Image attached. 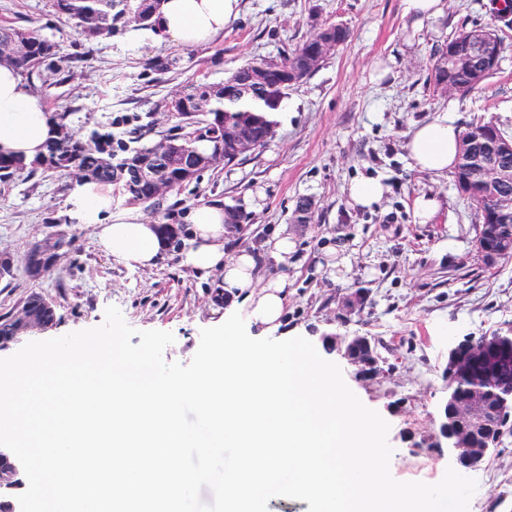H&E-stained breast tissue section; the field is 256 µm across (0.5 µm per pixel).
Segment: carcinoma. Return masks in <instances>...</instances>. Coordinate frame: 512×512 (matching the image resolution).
I'll return each mask as SVG.
<instances>
[{"mask_svg": "<svg viewBox=\"0 0 512 512\" xmlns=\"http://www.w3.org/2000/svg\"><path fill=\"white\" fill-rule=\"evenodd\" d=\"M52 7L57 14L68 20L77 36L86 41L110 38L120 27L130 22L147 27L154 15L152 11L140 9L138 0H52ZM479 31L489 35L496 34L492 22L463 28L448 39L445 48L438 51L431 73L435 86L438 87L446 81L455 91L467 93L482 88L493 75V72L477 64L468 69L449 67L452 51L469 48V37ZM321 35L320 30L313 33L276 62L256 59L232 72L226 81H244L253 70H273L284 66L287 60L297 58L299 52L308 49ZM0 59L14 66L28 82L38 81L41 86L51 88L60 87L72 80V64L77 57L60 54L57 43L37 30L0 26ZM214 89V84L200 80L178 91L186 100L187 106L176 117L177 125L171 128L165 139L183 144L187 148V154L166 160L160 164L158 170L161 177L172 183L176 192L198 181L209 170L206 165L193 169L199 160L207 157V154L198 150L196 143L209 140V137L196 136L194 132H211L218 115L224 111V100L221 98L214 100L207 110L199 109L198 101ZM67 117L66 112L53 113L55 136L48 143L46 152L31 164L24 165L11 157L0 155V180L37 175L68 176L76 170L81 173L84 181L118 185L129 200L153 208L160 207L163 199L153 197L150 183L137 182L133 177L134 170L151 154L150 147L138 145L139 132L143 126L132 128L124 137L109 131H93L84 138L71 127ZM454 178L458 190L476 205L479 223H485V212L490 205L481 192L479 182L468 179L461 160L455 167ZM56 245L57 241L52 236L42 241L43 261L37 265L28 262L24 264V270L29 277L37 279L53 269ZM57 321L55 302L45 295L31 293L13 309L0 314V341L9 336L47 332ZM511 386L512 357L502 364L499 374L493 377L492 384V387L503 392L509 391ZM509 437H512V420L494 430L481 427L477 430V447L490 445L498 449Z\"/></svg>", "mask_w": 512, "mask_h": 512, "instance_id": "obj_1", "label": "carcinoma"}]
</instances>
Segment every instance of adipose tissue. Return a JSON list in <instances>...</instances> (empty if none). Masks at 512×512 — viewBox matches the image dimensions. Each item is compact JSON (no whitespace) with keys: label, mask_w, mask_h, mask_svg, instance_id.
<instances>
[{"label":"adipose tissue","mask_w":512,"mask_h":512,"mask_svg":"<svg viewBox=\"0 0 512 512\" xmlns=\"http://www.w3.org/2000/svg\"><path fill=\"white\" fill-rule=\"evenodd\" d=\"M241 13V0H161L152 18L153 41L183 48L206 47ZM53 137L50 114L42 98L12 66L0 63V153L29 162L44 153ZM461 144L460 132L448 117L414 126L406 143L413 169L443 177L452 172ZM69 213L90 225L100 252L116 260L151 268L163 259L165 246L156 222L135 209L112 207L108 185L79 183L68 199ZM187 232L179 251L183 267L200 280L221 274L220 286L230 297H246L244 315L253 327L280 324L288 302V280L280 275L261 280L256 259L248 251L226 255L232 236L230 216L221 205H199L186 212Z\"/></svg>","instance_id":"obj_1"}]
</instances>
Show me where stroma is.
Wrapping results in <instances>:
<instances>
[{
    "label": "stroma",
    "instance_id": "1",
    "mask_svg": "<svg viewBox=\"0 0 512 512\" xmlns=\"http://www.w3.org/2000/svg\"><path fill=\"white\" fill-rule=\"evenodd\" d=\"M489 0H445L441 16L415 24L402 0H243L239 19L205 49L138 41L132 31L109 40L80 42L51 0H0V26L36 28L62 53H83L72 81L42 94L50 111L74 107L82 134H115L143 124V143L158 140L174 121L163 99L196 80L223 83L256 58L279 59L323 24L350 32L316 72L289 88L265 148L206 171L197 183L167 196L148 219L178 224L196 203L224 202L241 216L233 246L259 251L269 234L287 228L297 249L287 266L261 263L259 274L288 277L284 316L289 334L316 344L338 362L349 388L390 425V472L399 481L439 482L453 463L448 453L415 445L432 432L448 391L443 370L448 348L460 336H481L512 326V261L487 267L474 247L475 207L457 192L453 177L411 169L405 148L415 124L452 112L459 128L494 122L512 132V28L503 27L505 50L483 89L467 95L434 90L435 51L461 27L489 23ZM173 58L160 72L158 58ZM381 179L388 191L366 210L351 206L349 183ZM71 179L37 176L0 181V252L11 255V282L0 280V314L26 295L52 298L60 318L51 337L99 326L113 305L139 332H172L166 362L189 363L200 332L213 320L214 286L194 277L167 253L151 269L104 257L90 228L70 220ZM433 194L443 207L432 223L413 221L412 204ZM315 204L312 223L291 218L300 199ZM65 233L72 250L49 274L24 272L28 249L49 233ZM363 289L365 305L342 302ZM371 336L393 371L366 385L355 366L322 346L321 338ZM499 472L483 480L472 470L481 512H512V437L486 459Z\"/></svg>",
    "mask_w": 512,
    "mask_h": 512
}]
</instances>
